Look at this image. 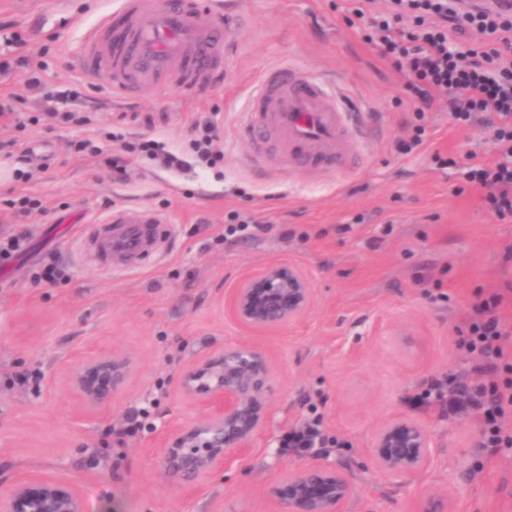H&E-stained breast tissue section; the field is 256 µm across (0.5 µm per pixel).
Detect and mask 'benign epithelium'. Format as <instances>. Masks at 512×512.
Returning a JSON list of instances; mask_svg holds the SVG:
<instances>
[{"mask_svg": "<svg viewBox=\"0 0 512 512\" xmlns=\"http://www.w3.org/2000/svg\"><path fill=\"white\" fill-rule=\"evenodd\" d=\"M311 303L306 275L295 266L274 263L250 273L233 290L226 308L239 324L266 332L299 321ZM129 375L127 359L103 353L83 359L71 372L70 382L88 408L106 412ZM270 382L266 356L248 342L226 346L183 369L182 392L200 399L206 411L163 449L165 468L189 487L207 474L230 468L266 426ZM429 448L426 428L398 417L378 430L371 453L383 472L412 480L426 466ZM269 493L280 512H343L353 487L335 466L314 463L288 472ZM0 512H84V505L73 487L52 477L29 475L0 488Z\"/></svg>", "mask_w": 512, "mask_h": 512, "instance_id": "benign-epithelium-1", "label": "benign epithelium"}]
</instances>
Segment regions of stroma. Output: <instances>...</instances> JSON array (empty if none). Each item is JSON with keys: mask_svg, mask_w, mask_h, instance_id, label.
<instances>
[{"mask_svg": "<svg viewBox=\"0 0 512 512\" xmlns=\"http://www.w3.org/2000/svg\"><path fill=\"white\" fill-rule=\"evenodd\" d=\"M111 2L0 0V23L24 36V55L47 65L39 89L25 86L22 69L0 75V96L20 97L32 120L23 130L0 121V141L17 140L36 170L20 181L17 157L0 152V231L16 223L9 195H33L44 208L28 226L30 252L0 268V486L54 477L80 491L85 512H278L268 489L300 463L279 439L312 417L343 443L328 461L354 488L345 512H423L434 493L449 494L453 512H512V456L480 448L481 417L444 419L413 403L430 378L466 369L458 331L476 292L502 294L497 316L512 345V220L489 212L459 174L494 157L487 126L430 112L422 145L400 152L418 123L403 79L348 24L342 0H230L247 26L225 84L187 98L171 83L147 99L116 101L80 61L86 32ZM279 65L326 80L362 110L363 130L337 169L290 164L273 140L264 168L248 161L238 137L248 94ZM71 110L92 113L93 123H36ZM201 120L223 136L224 161L214 168L189 153ZM141 137L186 155V166L170 172L131 154L125 172L113 170L124 143ZM82 139L97 156L74 153ZM122 207L163 214L173 231L160 259L112 271L86 243L85 225ZM235 212L265 232L225 237ZM47 253L66 273L52 287L37 280ZM271 263L299 266L313 304L300 322L253 334L225 302L247 273ZM241 341L266 354L275 376L268 425L231 468L183 487L165 474L162 449L203 408L184 395L179 375ZM96 353L132 364L104 417L69 384L78 360ZM33 370L39 393L10 387L12 373ZM144 405L152 430L100 448L104 429ZM396 416L422 423L431 438V460L410 483L382 473L370 454Z\"/></svg>", "mask_w": 512, "mask_h": 512, "instance_id": "1", "label": "stroma"}]
</instances>
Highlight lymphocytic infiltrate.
<instances>
[{
  "mask_svg": "<svg viewBox=\"0 0 512 512\" xmlns=\"http://www.w3.org/2000/svg\"><path fill=\"white\" fill-rule=\"evenodd\" d=\"M372 0H348L347 12L369 19L366 42L406 79L417 116L447 104L456 124L484 118L493 132L496 158L464 171L467 183L484 189V201L501 220L512 219V13L492 8L450 7L448 0H392V13L369 17ZM501 294L477 299L461 331L459 347L471 355L469 384L458 376L432 379L424 394L444 417L482 413L480 448L512 451V431L502 420L512 413V348L494 311Z\"/></svg>",
  "mask_w": 512,
  "mask_h": 512,
  "instance_id": "obj_1",
  "label": "lymphocytic infiltrate"
}]
</instances>
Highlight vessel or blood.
<instances>
[{
  "mask_svg": "<svg viewBox=\"0 0 512 512\" xmlns=\"http://www.w3.org/2000/svg\"><path fill=\"white\" fill-rule=\"evenodd\" d=\"M222 0H115L82 43V63L94 76H107L124 98L158 94L174 80L189 96L213 89L229 72L234 47L216 17ZM254 163H261L268 133L285 136L291 160L330 168L345 151L350 134L340 95L327 84L289 67L265 70L241 123ZM171 227L161 214L118 209L94 224L91 238L113 268L138 266L155 255Z\"/></svg>",
  "mask_w": 512,
  "mask_h": 512,
  "instance_id": "obj_1",
  "label": "vessel or blood"
}]
</instances>
